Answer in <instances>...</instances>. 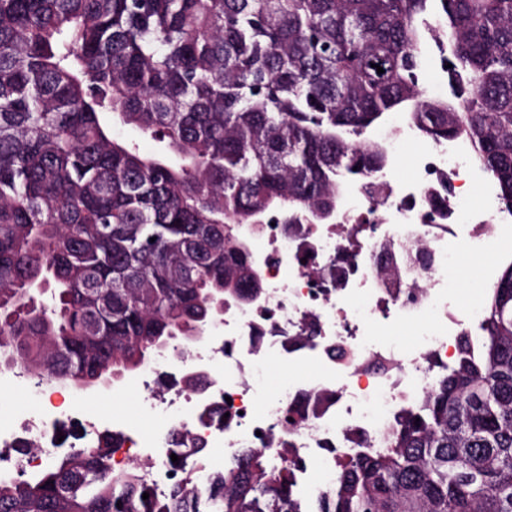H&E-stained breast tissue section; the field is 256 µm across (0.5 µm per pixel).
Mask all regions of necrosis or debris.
<instances>
[{"instance_id":"1","label":"necrosis or debris","mask_w":512,"mask_h":512,"mask_svg":"<svg viewBox=\"0 0 512 512\" xmlns=\"http://www.w3.org/2000/svg\"><path fill=\"white\" fill-rule=\"evenodd\" d=\"M408 140L420 141L417 131L394 125L378 194L350 183L333 222L296 224L273 211L241 225L259 261L258 296L225 301L206 344L150 363L142 402L161 425L143 438L113 420V467L138 465L162 494L182 478L169 464L181 436L220 449L226 463L262 448L288 467L305 502L331 487L339 458L380 446L398 415L424 399L482 313L459 305L457 256L511 242L512 214L499 210L487 179L482 208L468 206L475 174L451 143L420 141L412 180L396 178ZM404 325L417 331L413 346L398 340ZM270 364L292 374L273 395L262 387ZM294 404L304 413L296 422L286 414Z\"/></svg>"}]
</instances>
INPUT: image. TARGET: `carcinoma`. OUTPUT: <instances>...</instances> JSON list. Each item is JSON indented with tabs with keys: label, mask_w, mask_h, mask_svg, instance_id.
<instances>
[{
	"label": "carcinoma",
	"mask_w": 512,
	"mask_h": 512,
	"mask_svg": "<svg viewBox=\"0 0 512 512\" xmlns=\"http://www.w3.org/2000/svg\"><path fill=\"white\" fill-rule=\"evenodd\" d=\"M431 38L448 98L424 97ZM396 112L465 144L512 213V0H0V367L103 382L184 348L224 298L256 292L239 225L332 222L346 184L384 169L371 130ZM103 114L180 163L112 137ZM34 287L50 303L17 311ZM206 493H152L137 466L112 468L105 432L0 477V512L297 508L261 449ZM307 509L512 512V262L448 374Z\"/></svg>",
	"instance_id": "carcinoma-1"
}]
</instances>
